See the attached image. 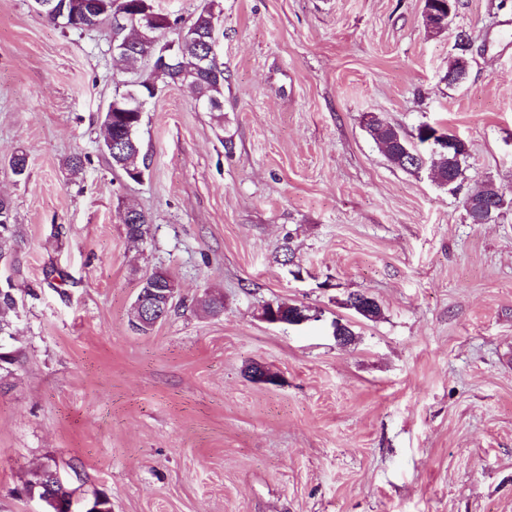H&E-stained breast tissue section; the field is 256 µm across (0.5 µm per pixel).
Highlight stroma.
I'll return each instance as SVG.
<instances>
[{
  "label": "stroma",
  "mask_w": 512,
  "mask_h": 512,
  "mask_svg": "<svg viewBox=\"0 0 512 512\" xmlns=\"http://www.w3.org/2000/svg\"><path fill=\"white\" fill-rule=\"evenodd\" d=\"M423 10L216 0L222 109L161 89L133 181L101 150L127 77L110 24L64 29L0 0V196L24 228L26 291L21 359L0 374V512H44L20 489L50 459L74 501L102 492L112 512H512V206L487 224L463 207L488 181L512 198V0H460L438 36ZM461 29L471 64L451 86ZM370 112L464 138L460 189L393 167ZM130 206L152 219L138 242ZM155 271L177 308L140 333ZM356 292L378 319L345 307ZM269 302L315 318L267 323Z\"/></svg>",
  "instance_id": "1"
}]
</instances>
